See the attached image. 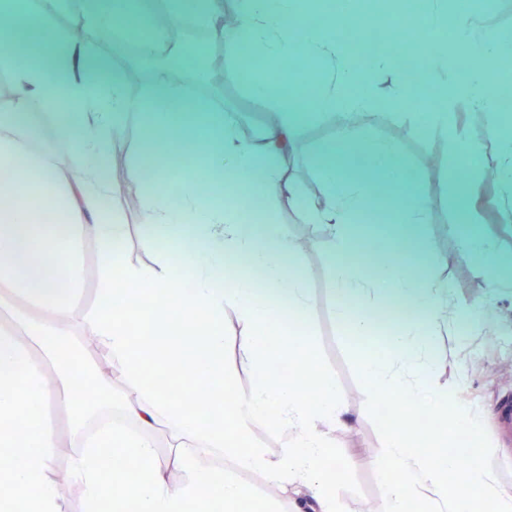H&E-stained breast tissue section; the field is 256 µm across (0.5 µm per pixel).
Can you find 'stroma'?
Instances as JSON below:
<instances>
[{"mask_svg": "<svg viewBox=\"0 0 512 512\" xmlns=\"http://www.w3.org/2000/svg\"><path fill=\"white\" fill-rule=\"evenodd\" d=\"M229 78L223 87L204 89L203 94L225 111L244 113L252 123L263 124L266 106L256 103L248 94L243 70L227 63ZM371 136L395 142L423 191L430 199L428 220L421 231L422 243L433 260L432 274L447 282L455 300L463 305L481 307L482 313L471 325L449 324L435 330L431 338L433 372L439 383L455 387L461 404L483 412L482 444L468 448L467 458L477 459L491 470L499 486L512 493V459L500 453L491 416L487 411L502 397L512 395V290L482 289L477 285V261L460 250L450 225L457 210L448 186L446 168H429L423 157L435 149H445L448 138L430 133L401 115H390L381 122L368 125ZM334 128L326 121L313 119L297 131L292 161L285 171L305 196H313L318 177L308 164L309 154L332 138ZM141 148L137 128H128L114 145V183L112 204L128 226L125 254L129 261L150 265L157 257L156 248L143 239L142 201L126 189L129 166ZM480 193L484 205L474 211V219L492 237L501 253L512 256V218L505 209L491 205L500 188L495 181L482 180ZM289 235L298 239L312 232L308 248L298 250L297 264L308 289L309 310L293 327L311 341L320 369L334 383L341 401L351 410L352 422L337 432L335 456L341 480L337 494L342 512H384L385 486L374 467L384 445L386 415L380 404L386 394H373L358 364L356 352L362 339L347 335L332 313V249L317 224H307L300 212L283 206L276 213ZM243 329L233 311L224 315V360L233 372L238 391L251 386L253 376L237 354Z\"/></svg>", "mask_w": 512, "mask_h": 512, "instance_id": "1", "label": "stroma"}]
</instances>
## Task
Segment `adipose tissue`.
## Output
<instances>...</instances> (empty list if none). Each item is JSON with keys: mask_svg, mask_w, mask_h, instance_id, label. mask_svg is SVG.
I'll use <instances>...</instances> for the list:
<instances>
[{"mask_svg": "<svg viewBox=\"0 0 512 512\" xmlns=\"http://www.w3.org/2000/svg\"><path fill=\"white\" fill-rule=\"evenodd\" d=\"M406 17L424 49L419 69L439 107L427 129L446 134L448 180L458 209L451 227L461 248L494 266L480 287H512V258L471 219L479 176L492 173L512 188V124L502 121L504 87L494 60L512 54V35L491 20L454 9L450 0H425ZM159 0H79L75 25L112 31L117 19H146ZM59 0H0V69L16 95L0 112V512H68L65 486L82 492V512H239L248 492L238 472L261 474L280 496H295V512H340L339 477L326 467L334 434L349 411L336 387L314 364L312 349L270 311L281 300L296 316L307 311L296 245L275 217L280 205L323 225L333 246L334 313L347 334L368 324L357 312L383 298L386 309L417 308L384 350L359 353L373 384L408 412L428 405L432 424L388 421L379 460L387 512H463L478 492L494 497L497 512H512V494L499 490L481 464L458 465L441 454L466 428L481 438L480 414L463 408L455 391L437 383L420 327L468 324L472 308H457L447 287L429 273L420 232L429 200L412 178L399 147L350 122L377 104L410 110L417 88L406 79L365 88L366 76L341 52L337 30L352 19L335 0H237L239 24L218 26L221 0H176L172 19L192 18L212 30L226 56L258 49L247 87L259 104L279 107L278 122L246 140L233 114L174 92L166 73L130 96L122 72L87 54L57 29ZM309 69H281L295 55ZM467 65L457 68L458 57ZM485 112L487 142L457 127L460 109ZM339 115L330 142L309 157L323 183L320 197L303 196L287 180L289 148L306 121ZM51 121L64 154L42 148ZM144 145L128 184L143 200L147 243L164 242L154 265L128 261L127 226L112 204V146L128 125ZM186 145L194 166L170 183L154 164L159 150ZM264 210L245 221L243 203ZM381 213L392 258L370 274L358 259L372 237L365 218ZM97 246L87 262L84 244ZM94 279L96 302L82 297ZM236 312L245 336L240 358L255 383L239 394L224 367V312ZM81 318L72 328V314ZM151 323L142 348L129 324ZM91 340L99 359L82 353ZM281 365L290 378L274 379ZM163 372L166 384L151 387ZM208 383L211 408L191 418L188 381ZM66 413L73 452L57 466L63 441L57 416ZM287 430L277 453L250 446L256 425ZM167 453H159V446Z\"/></svg>", "mask_w": 512, "mask_h": 512, "instance_id": "obj_1", "label": "adipose tissue"}]
</instances>
